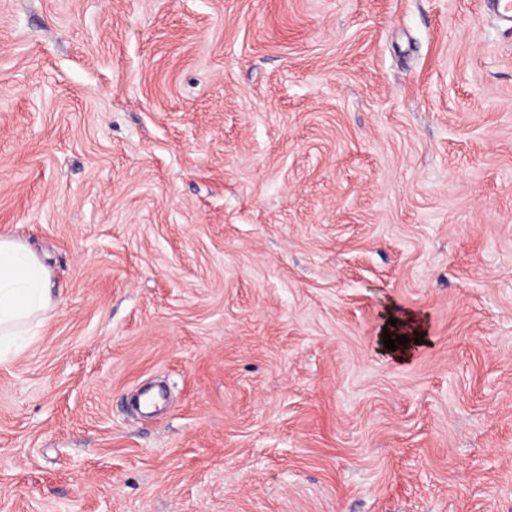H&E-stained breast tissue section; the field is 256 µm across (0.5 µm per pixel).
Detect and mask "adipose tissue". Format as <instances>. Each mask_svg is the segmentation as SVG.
<instances>
[{"label":"adipose tissue","mask_w":512,"mask_h":512,"mask_svg":"<svg viewBox=\"0 0 512 512\" xmlns=\"http://www.w3.org/2000/svg\"><path fill=\"white\" fill-rule=\"evenodd\" d=\"M52 306L49 269L19 240L0 236V362L30 344Z\"/></svg>","instance_id":"adipose-tissue-1"}]
</instances>
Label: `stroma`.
<instances>
[{
  "mask_svg": "<svg viewBox=\"0 0 512 512\" xmlns=\"http://www.w3.org/2000/svg\"><path fill=\"white\" fill-rule=\"evenodd\" d=\"M0 234L54 283L0 512H512L483 0H0ZM391 319H397V324L395 326L396 329L403 327L410 329L412 332V336H407L410 338V343H407L406 347H403L401 344H397V350H389L394 361L400 363L406 362L412 356L413 346L417 345L414 344V339L419 338L420 343H422L425 339V331L422 325V321L412 313H406L403 316H395L391 314Z\"/></svg>",
  "mask_w": 512,
  "mask_h": 512,
  "instance_id": "obj_1",
  "label": "stroma"
}]
</instances>
